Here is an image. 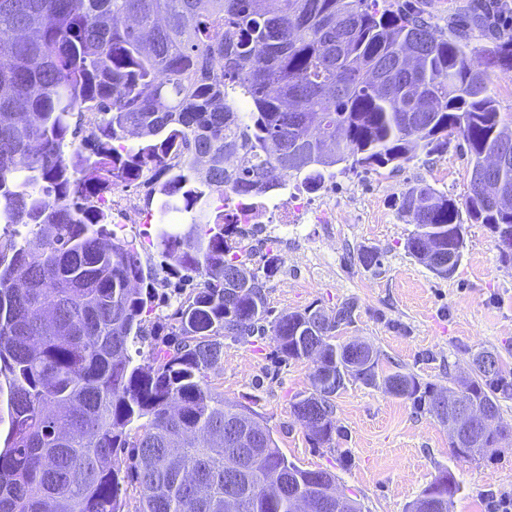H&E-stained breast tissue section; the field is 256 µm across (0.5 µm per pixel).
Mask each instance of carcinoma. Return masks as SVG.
I'll list each match as a JSON object with an SVG mask.
<instances>
[{"label":"carcinoma","mask_w":512,"mask_h":512,"mask_svg":"<svg viewBox=\"0 0 512 512\" xmlns=\"http://www.w3.org/2000/svg\"><path fill=\"white\" fill-rule=\"evenodd\" d=\"M420 47L411 77L376 82L378 66ZM512 71V39L480 46L445 34L378 0H0V377L9 389V430L0 448V512H123L124 478L114 461L133 448L138 512H224V418L242 405L206 381L224 356L222 336L270 332L288 359L314 363L312 392L321 424L313 441L332 444L336 330L352 322L346 301L323 325L304 313L266 326L262 276L234 249L238 225L224 223V195L267 197L302 178L310 191L332 168H398L454 134L466 142L471 171L499 145L498 102L488 70ZM95 126L82 139L74 113ZM136 130L141 142L125 145ZM146 178L161 209L190 213V245L173 227L156 245L203 287L165 316L168 338L138 361L153 311L154 280L144 279L135 241L91 205L120 181ZM398 210L424 213L441 246L459 237L454 199L428 185L407 188ZM467 220L491 232L512 229V209L495 208L475 189ZM237 270L258 288L226 293ZM307 325L310 349L292 340ZM458 400L472 409L481 443L455 455L476 460L507 439L484 426L512 395L503 367L489 375L484 352ZM385 390L436 414L440 393L415 375L383 377ZM245 462L242 512H291L288 496H307L329 477L288 461L271 434ZM288 475L289 494L267 485ZM451 512L461 491L444 471L426 488Z\"/></svg>","instance_id":"obj_1"}]
</instances>
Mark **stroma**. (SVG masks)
I'll use <instances>...</instances> for the list:
<instances>
[{"label": "stroma", "instance_id": "obj_1", "mask_svg": "<svg viewBox=\"0 0 512 512\" xmlns=\"http://www.w3.org/2000/svg\"><path fill=\"white\" fill-rule=\"evenodd\" d=\"M381 7L422 12L439 27L455 23L474 41L512 36V31L475 25L486 13L484 0H380ZM467 147L452 136L441 151L421 152L401 167L356 168L327 180L314 202L336 208L332 224H282L268 234L249 265L274 260L267 283L271 317L308 308L334 313L355 301L352 324L340 328L337 343L368 344L383 371L401 366L435 389L471 376L481 350L497 352L512 369V266L499 261L496 241L481 224H466L465 248L455 273L441 278L419 263L405 244L415 229L412 216L394 200L408 187L425 183L464 205L470 191ZM145 274L156 280L158 306L144 323L140 345L149 352L160 317L170 314L201 278L192 272L169 283L167 262L155 243L151 224H129ZM378 251L382 264L368 269L358 255ZM224 355L207 372L208 383L226 399L253 412L281 452L299 467L336 476V489L360 503L362 512H407L441 471L461 485L452 512H489L493 498L512 493V445L477 462L454 457L451 436L436 418L412 401L381 386L347 380L335 398L333 420L341 430L332 446H318L291 403L311 389L313 363L282 359L273 335L224 337Z\"/></svg>", "mask_w": 512, "mask_h": 512}]
</instances>
